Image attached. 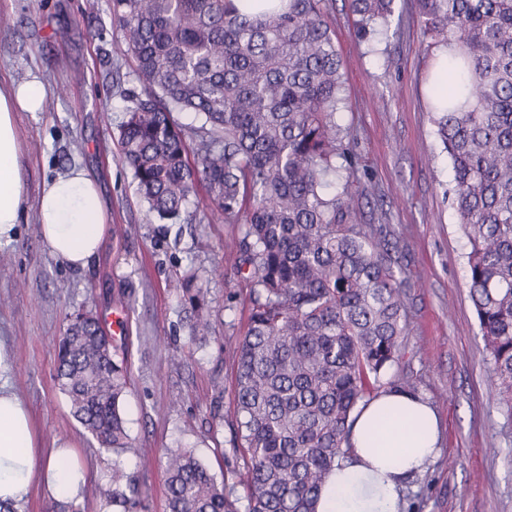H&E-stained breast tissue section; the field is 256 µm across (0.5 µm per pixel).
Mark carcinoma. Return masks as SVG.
<instances>
[{"label": "carcinoma", "mask_w": 512, "mask_h": 512, "mask_svg": "<svg viewBox=\"0 0 512 512\" xmlns=\"http://www.w3.org/2000/svg\"><path fill=\"white\" fill-rule=\"evenodd\" d=\"M328 0L255 13L233 0H112L136 67L119 126L124 161L149 210L178 219L199 183L224 222L241 225L234 275L252 288L236 366L234 450L246 512H317L350 458L357 410L384 390L404 355L407 281L385 224L364 222L368 189L340 123L343 73ZM360 37L386 25L394 0H348ZM425 32L448 47V96L431 95L452 171V207L468 238L467 284L488 380L512 423V0H418ZM200 125H184L179 113ZM211 333L207 289L176 284ZM57 378L70 412L117 456L103 496L143 512L118 456L131 447L120 402L128 365L93 309L67 318ZM168 512H237L191 451L164 452Z\"/></svg>", "instance_id": "obj_1"}]
</instances>
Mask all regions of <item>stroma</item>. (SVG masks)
<instances>
[{"label": "stroma", "mask_w": 512, "mask_h": 512, "mask_svg": "<svg viewBox=\"0 0 512 512\" xmlns=\"http://www.w3.org/2000/svg\"><path fill=\"white\" fill-rule=\"evenodd\" d=\"M344 74L341 122L349 148L371 178L355 204L368 222L389 225L409 281L405 355L397 369L436 410L441 449L407 485L403 500L422 512H512V427L487 380L484 343L469 298L462 234L448 194L451 169L436 133L429 79L437 49L416 0H395L391 26L359 39L344 0H330ZM38 73L42 112L16 115L26 202L19 235L0 248V344L14 391L28 404L42 453L66 442L104 484L110 455L73 418L55 371L54 342L66 316L94 299L130 371L123 410L138 447H193L223 481L238 512L246 490L233 453L235 369L230 350L246 330L248 282L227 260L240 236L198 195L195 221L150 213L124 163L118 129L124 97L136 90L133 59L112 16V0H0V81ZM81 163L98 181L111 218L103 250L83 271L45 249L36 222L45 178ZM195 271L208 290L212 331L190 332V306L173 283ZM122 461L145 512H168L160 462L135 451Z\"/></svg>", "instance_id": "35a3bbf8"}]
</instances>
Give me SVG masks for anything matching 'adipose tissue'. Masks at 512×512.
Returning a JSON list of instances; mask_svg holds the SVG:
<instances>
[{"instance_id":"adipose-tissue-1","label":"adipose tissue","mask_w":512,"mask_h":512,"mask_svg":"<svg viewBox=\"0 0 512 512\" xmlns=\"http://www.w3.org/2000/svg\"><path fill=\"white\" fill-rule=\"evenodd\" d=\"M44 98L38 78L0 82V246L15 241L26 198L15 115L40 112ZM36 222L48 252L73 270L87 268L110 232L98 185L77 164L43 182ZM351 442L352 455L325 483L317 512H398L404 482L439 453L438 417L422 399L383 393L360 412ZM38 446L30 409L0 360V502L25 501L37 477L55 496H76L77 476L61 468V455L40 463Z\"/></svg>"}]
</instances>
